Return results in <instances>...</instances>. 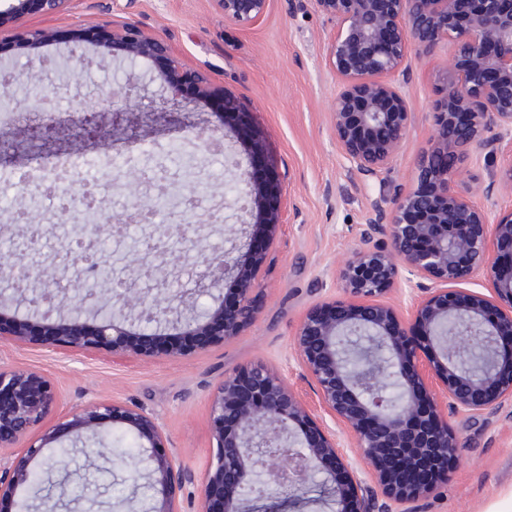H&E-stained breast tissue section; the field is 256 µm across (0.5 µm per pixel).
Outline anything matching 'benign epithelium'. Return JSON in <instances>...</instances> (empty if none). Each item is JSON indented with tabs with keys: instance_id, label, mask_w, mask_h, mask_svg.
I'll return each mask as SVG.
<instances>
[{
	"instance_id": "benign-epithelium-1",
	"label": "benign epithelium",
	"mask_w": 512,
	"mask_h": 512,
	"mask_svg": "<svg viewBox=\"0 0 512 512\" xmlns=\"http://www.w3.org/2000/svg\"><path fill=\"white\" fill-rule=\"evenodd\" d=\"M71 0H15L0 9V29L17 13L62 14ZM224 18L250 25L266 13L268 0H213ZM336 22L329 44V65L338 80L332 132L336 149L350 171L379 185L366 213L360 243L338 273L344 297L311 306L293 338L298 363L311 377L315 400L307 402L288 381L264 363L251 362L215 387L210 427L216 451L199 489L197 512H246V490L266 496L261 512H288L321 476L329 487L332 512H416L417 504L448 482L420 480L428 458H457L465 442L442 412L474 421L484 411L512 398V211L495 219L463 189L458 161L483 154L485 176L479 190L487 198L512 186V165L497 169L499 156L512 154V0H314ZM112 43L133 58L160 59L171 96L186 87L206 96L203 78L183 71L167 45L142 36L131 26L82 28L71 50V71L84 69L87 45ZM452 45L447 68L437 76L439 98L432 112L433 143L415 164L405 190H386L394 158L413 127L408 59ZM224 116L238 119V135L252 142L254 166L238 170L242 185L237 220L246 223L253 209H264L262 246L251 239L227 261L211 248L199 227L186 219L169 225L186 251L206 267L198 282L213 304L185 315L183 295L166 288L167 252L155 247L154 261L132 271L129 312L102 315L112 300L86 284L99 279L96 263L78 269L68 285L77 294L66 305L45 289L28 300L30 315L10 320L0 313V339L36 340L64 351H105L178 359L240 335L254 321L255 270L263 261L276 228L285 224L280 180L238 101L215 99ZM82 116L73 125L52 121L32 127L28 144L44 131L94 143L110 136L105 116L117 119L120 105L113 89L101 85L96 98L77 100ZM79 214L88 246L99 242L104 218L93 201L82 200ZM155 199L130 203L128 222L144 220ZM3 269L30 268L29 253L0 252ZM483 276L487 293L458 285ZM154 282L139 288L141 279ZM230 280L234 309L226 310L224 281ZM417 290L406 315L384 301L394 287ZM180 325L179 338L160 337L162 326ZM484 337L478 349L474 336ZM263 402L256 405L252 395ZM57 390L41 372L0 368V499L30 492L38 468H53L56 430L41 431L57 409ZM120 424L138 441L143 478L158 490L149 512H183L182 492L194 474L165 451L167 435L159 419L122 401H95L69 414L65 428L91 463L112 452L100 435ZM346 431L360 453L363 469L349 463L336 428ZM26 445L18 453L21 441ZM88 474L75 472L55 496L40 498L41 512H58L61 500Z\"/></svg>"
}]
</instances>
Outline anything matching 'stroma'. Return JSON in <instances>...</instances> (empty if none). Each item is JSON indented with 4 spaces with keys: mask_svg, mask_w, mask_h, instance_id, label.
<instances>
[{
    "mask_svg": "<svg viewBox=\"0 0 512 512\" xmlns=\"http://www.w3.org/2000/svg\"><path fill=\"white\" fill-rule=\"evenodd\" d=\"M123 24L162 39L182 67L200 71L210 86L235 96L281 176L282 209L289 223L273 234L257 270L256 319L240 336L179 359L131 354L118 360L104 351L65 352L4 339L0 367L49 376L64 411L116 399L157 416L166 428L170 453L200 480L213 454L209 411L220 380L243 364L261 361L294 388L308 391L309 377L295 358L293 338L308 308L341 297L336 273L359 243L367 198L376 188L348 171L336 151L331 134L336 75L327 51L335 24L315 0H269L265 15L250 26L225 20L213 0H71L63 14L24 13L0 29V73L11 76L8 94L20 104L18 110L0 112V132L18 141L31 125L67 120L75 98L93 99L99 84L123 81L131 71L140 78V90L113 140L88 151L96 163L90 182L65 176L57 192L49 193L16 181V174L70 163L58 145L47 147L39 158L21 156L0 169V244L20 246L38 234L40 246L29 255L32 265L60 271L84 256L77 245L72 198L87 192L111 218L101 234L100 258L112 268L111 279L98 286L105 298L126 288L131 268L149 265L145 244L154 225L189 214L220 250L239 233L225 156L205 146L208 135L224 133L216 103L201 99L187 105L172 99L157 64L128 59L108 45L88 51L90 64L81 74L66 69L79 29ZM32 29L44 32L43 43L17 49L14 38ZM448 58L441 46L410 59L407 92L415 124L393 164L392 188L409 186L416 158L429 147L435 74ZM147 112H174L178 121L147 125L141 121ZM116 160L148 173L149 181L117 177ZM175 175L183 184L198 185L196 208H189L176 191L155 209L151 223H126L132 192L158 195L162 179ZM117 225L123 228L118 235L113 232ZM170 250V288L184 293L196 309L206 308L211 298L197 289L198 267L179 244ZM449 423L466 447L453 461L447 485L420 502V512H494L512 492V399L477 421L453 417Z\"/></svg>",
    "mask_w": 512,
    "mask_h": 512,
    "instance_id": "stroma-1",
    "label": "stroma"
}]
</instances>
